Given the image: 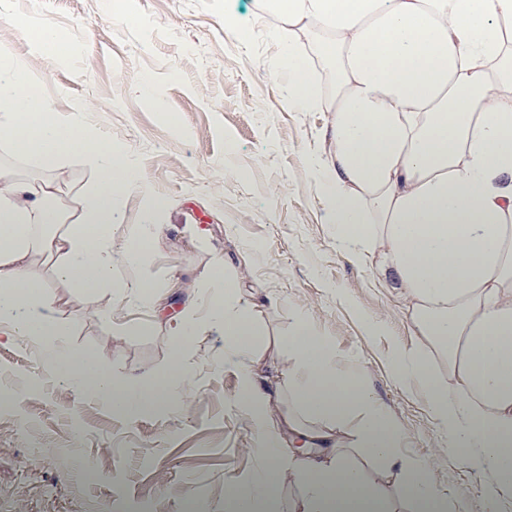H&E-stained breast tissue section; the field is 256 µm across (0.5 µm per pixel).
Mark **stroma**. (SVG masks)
Masks as SVG:
<instances>
[{
	"instance_id": "1",
	"label": "stroma",
	"mask_w": 512,
	"mask_h": 512,
	"mask_svg": "<svg viewBox=\"0 0 512 512\" xmlns=\"http://www.w3.org/2000/svg\"><path fill=\"white\" fill-rule=\"evenodd\" d=\"M43 21L66 34L67 56L38 54L31 29ZM283 39L305 49L313 36L268 14L264 0H115L110 11L105 0H0V50L30 64L32 91L123 144L142 177L122 199L115 249L149 209L164 226L141 263L115 271L156 288L149 306L117 311L110 293L49 280L69 343L124 379L169 365L171 321L190 311L198 320L185 362L191 393L133 419L52 376L34 345L0 334V387L16 397L0 412V512H119L131 500L152 512H224L226 484L247 482L260 458L238 405L242 373L208 321L219 255L226 275L257 294L258 350L303 317L341 367H362L405 450L427 462L456 512H487V472L451 451L419 388L394 375L395 353L419 342L406 309L373 260L336 246L316 167L331 114L289 105ZM56 177L57 205L70 210L95 173L72 155Z\"/></svg>"
}]
</instances>
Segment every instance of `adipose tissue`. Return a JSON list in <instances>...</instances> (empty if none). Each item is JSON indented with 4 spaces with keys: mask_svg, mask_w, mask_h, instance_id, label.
Listing matches in <instances>:
<instances>
[{
    "mask_svg": "<svg viewBox=\"0 0 512 512\" xmlns=\"http://www.w3.org/2000/svg\"><path fill=\"white\" fill-rule=\"evenodd\" d=\"M289 25L324 32L318 56L337 74L328 147L317 167L328 223L349 258H378L380 283L405 302L422 348L400 352L397 379L420 386L453 450L489 472L487 512H512V0H265ZM289 99L316 106L322 88L305 55L281 49ZM0 144L34 161L38 181L0 167V325L35 344L42 366L123 417L179 405L192 389L183 357L196 326L175 321L173 360L148 380L113 378L108 364L66 341L59 300L35 273L83 294H120L149 304V286L114 275L139 263L162 231L146 212L137 237L115 252L121 194L138 183L124 150L77 116L29 91L28 65L0 52ZM80 155L95 171L78 209L53 203L60 159ZM210 323L224 334V359L243 375L239 403L251 411L263 465L229 484L225 512H280L283 471L302 485L291 512H398L369 484L368 459L396 479L412 512H448L427 464L399 454L403 440L362 372L336 362L327 337L295 318L279 347L287 373L251 344L255 305L216 260ZM443 369H436L433 358ZM296 400L279 421L267 406L280 389ZM322 421L319 429L308 420ZM356 421L353 434L344 426Z\"/></svg>",
    "mask_w": 512,
    "mask_h": 512,
    "instance_id": "ef3b65f1",
    "label": "adipose tissue"
}]
</instances>
